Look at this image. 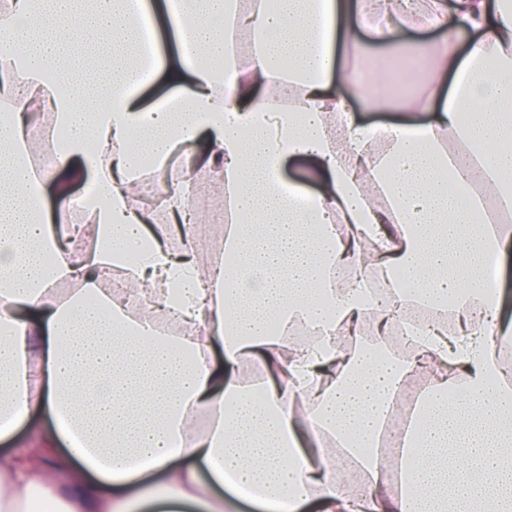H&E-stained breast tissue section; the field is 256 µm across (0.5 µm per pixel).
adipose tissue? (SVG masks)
<instances>
[{
  "mask_svg": "<svg viewBox=\"0 0 512 512\" xmlns=\"http://www.w3.org/2000/svg\"><path fill=\"white\" fill-rule=\"evenodd\" d=\"M405 2L164 0L168 53L145 44L149 0L0 11V443L47 418L40 447L0 456V512L33 490L56 512H136L130 493L154 473L160 499L196 512H230L212 484L265 512H512V371L500 362L512 324L488 275L512 253V229L483 222L487 198L512 212V0H424L415 15ZM412 25L441 34L421 59L431 81L392 94L382 73L413 54ZM146 70L174 89L151 107ZM359 106L431 119L364 125ZM33 112L51 115L56 141L36 170ZM145 155L162 176L151 206L131 178ZM292 159L315 192L286 180ZM200 173L224 184L235 262L195 253ZM81 181L89 191L71 194ZM75 211L92 250L70 240ZM368 247L384 302L367 287ZM344 267L358 274L342 288L332 274ZM114 272L191 335L132 317L101 285ZM70 279L79 288L59 299ZM450 302L456 334L428 323L413 360L381 352L407 304ZM298 322L322 343L288 344ZM369 322L378 344L359 340ZM340 329L349 349L336 347ZM246 361L261 365L260 389L244 382ZM394 419L390 472L380 443ZM322 435L332 447L306 446ZM353 479L362 496L343 493Z\"/></svg>",
  "mask_w": 512,
  "mask_h": 512,
  "instance_id": "adipose-tissue-1",
  "label": "adipose tissue"
}]
</instances>
